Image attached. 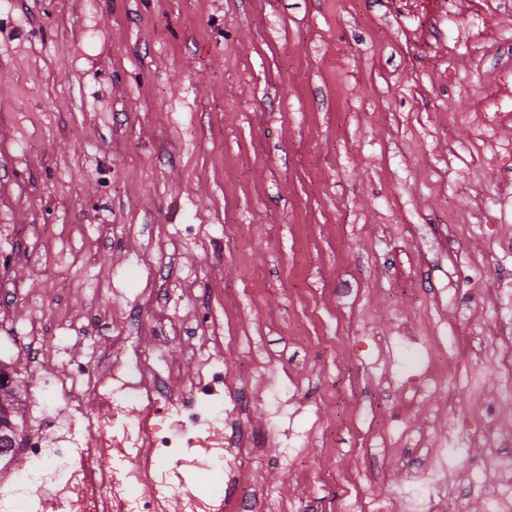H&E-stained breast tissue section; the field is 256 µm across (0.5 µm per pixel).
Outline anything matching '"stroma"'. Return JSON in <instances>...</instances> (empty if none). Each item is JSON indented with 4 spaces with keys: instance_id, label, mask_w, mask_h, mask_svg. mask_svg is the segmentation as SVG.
<instances>
[{
    "instance_id": "35a3bbf8",
    "label": "stroma",
    "mask_w": 512,
    "mask_h": 512,
    "mask_svg": "<svg viewBox=\"0 0 512 512\" xmlns=\"http://www.w3.org/2000/svg\"><path fill=\"white\" fill-rule=\"evenodd\" d=\"M395 0H0V258L15 321L128 319L154 367L205 330L245 427L263 433L231 497L280 512L356 496L406 505L435 477L489 512L495 472L459 448L486 425L512 331V159L451 123L512 65L500 0H455V47L409 44ZM112 227L113 240L82 229ZM107 282L101 299L91 283ZM427 319L443 343L404 336ZM443 410L410 403L429 358ZM406 444L405 453L392 449Z\"/></svg>"
}]
</instances>
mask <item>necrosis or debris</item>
I'll list each match as a JSON object with an SVG mask.
<instances>
[{"instance_id":"obj_1","label":"necrosis or debris","mask_w":512,"mask_h":512,"mask_svg":"<svg viewBox=\"0 0 512 512\" xmlns=\"http://www.w3.org/2000/svg\"><path fill=\"white\" fill-rule=\"evenodd\" d=\"M448 0H438L433 12H402L398 23L406 39L426 34L441 37L454 23ZM512 114V72L504 71L498 83L474 102L464 119L482 137L496 140L501 154L512 156V141L498 131L504 117ZM8 324L12 339L21 340L29 353V370L46 411L42 427L32 430L14 448L0 482V512H48L46 487L65 494L63 512H158L151 499H126L121 484L92 464L96 451L112 446L137 449L140 467L137 480L157 484L169 463L182 462L184 451L196 448L206 458V480L189 498L191 512H253L251 502L225 497L224 486L232 482L243 462L242 452L252 439L244 432L227 436L226 428L240 420L244 406L239 387L211 389L209 380L223 374V357L204 353L205 366L193 372L189 391L173 392V369L159 371L142 363L153 376L144 392L133 393L129 372L120 359L96 372L80 367L61 379L52 363L40 359L37 344L56 340L55 324L39 320L21 326L11 322L0 306V323ZM92 387L98 405L91 414L60 418L54 407L78 405L85 387ZM483 441L489 452L482 464L496 468L500 479L490 492L494 512H512V465L501 451L512 446V429H485Z\"/></svg>"}]
</instances>
